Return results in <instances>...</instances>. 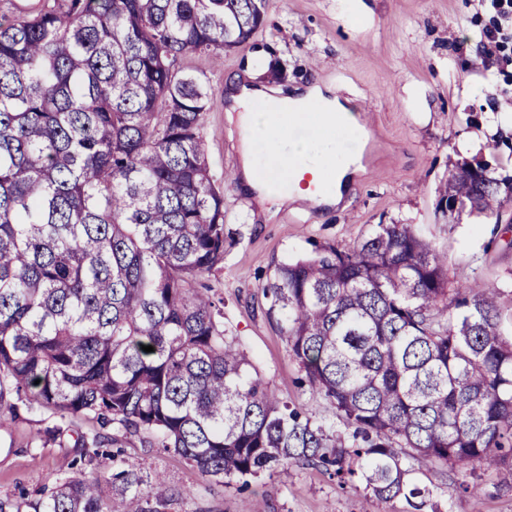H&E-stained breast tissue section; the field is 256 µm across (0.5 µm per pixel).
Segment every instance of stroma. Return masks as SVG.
<instances>
[{
    "label": "stroma",
    "instance_id": "stroma-1",
    "mask_svg": "<svg viewBox=\"0 0 512 512\" xmlns=\"http://www.w3.org/2000/svg\"><path fill=\"white\" fill-rule=\"evenodd\" d=\"M355 16L342 0H267L266 25L256 37L215 58L189 54L178 61L210 88L205 153L224 193V265L207 285L224 299V327L238 337L269 388L327 430L340 423L330 403L309 393L297 362L268 320L262 286L282 262L352 247L379 224H412L448 262V282L477 278L503 289V315L512 314V203L499 220L462 214L445 223L435 215L436 190L455 164L483 159L512 172V153L483 138L487 108L512 109V97L474 88L495 70L512 80V20L496 16L488 0H363ZM288 93L313 84L334 88L349 103H368L374 137L359 153L361 169L343 201L332 208L296 202L271 220L253 218L250 198L238 187V133L224 112V84L234 75ZM49 410L21 411L0 427V496L37 494L79 458L71 438L47 447L27 440L53 425ZM128 459L160 472L187 501L168 512H246L264 499L266 512H408L404 499L380 502L363 489H340L322 468L291 467L260 474L249 487L218 485L174 453L124 444ZM422 484L470 493L452 499L453 512H512V477L496 468L466 471L437 464Z\"/></svg>",
    "mask_w": 512,
    "mask_h": 512
}]
</instances>
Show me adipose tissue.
I'll list each match as a JSON object with an SVG mask.
<instances>
[{"instance_id": "obj_1", "label": "adipose tissue", "mask_w": 512, "mask_h": 512, "mask_svg": "<svg viewBox=\"0 0 512 512\" xmlns=\"http://www.w3.org/2000/svg\"><path fill=\"white\" fill-rule=\"evenodd\" d=\"M224 99L228 117L235 120L239 131V183L258 205L301 201L330 207L340 201L355 162L338 147V135L348 127L350 109L336 90L315 85L302 93L278 97L239 77L228 82ZM297 122L308 126L311 135L307 140L291 137L290 128ZM259 140L285 172V180L261 176L255 151Z\"/></svg>"}]
</instances>
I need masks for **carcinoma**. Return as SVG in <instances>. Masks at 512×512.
<instances>
[{
	"label": "carcinoma",
	"mask_w": 512,
	"mask_h": 512,
	"mask_svg": "<svg viewBox=\"0 0 512 512\" xmlns=\"http://www.w3.org/2000/svg\"><path fill=\"white\" fill-rule=\"evenodd\" d=\"M265 3L37 0L0 17V425L41 407L57 421L27 446L68 435L89 464L137 436L222 484L320 465L341 489L449 510L414 474L512 471L502 289L449 287L412 224L278 265L267 316L336 410L344 430L329 433L269 390L224 330V299L198 287L224 264V194L206 83L176 62L248 42ZM443 201L444 219L497 217L512 177L458 165ZM81 415L100 429L73 428ZM189 496L121 458L0 512H166Z\"/></svg>",
	"instance_id": "1"
}]
</instances>
